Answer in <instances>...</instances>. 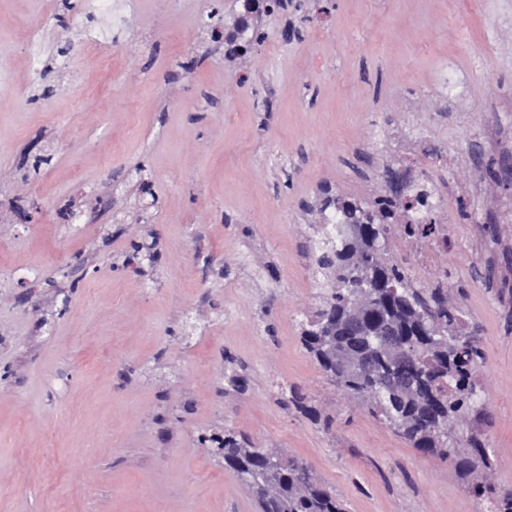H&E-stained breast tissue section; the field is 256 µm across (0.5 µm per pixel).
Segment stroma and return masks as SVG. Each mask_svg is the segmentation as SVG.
<instances>
[{
  "label": "stroma",
  "instance_id": "obj_1",
  "mask_svg": "<svg viewBox=\"0 0 512 512\" xmlns=\"http://www.w3.org/2000/svg\"><path fill=\"white\" fill-rule=\"evenodd\" d=\"M88 2L0 0V512H257L199 442L227 429L345 512H484L300 340L324 190L367 201L426 150L448 248L386 255L481 346L512 492V0H305L234 59L202 26L230 0Z\"/></svg>",
  "mask_w": 512,
  "mask_h": 512
}]
</instances>
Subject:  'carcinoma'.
Listing matches in <instances>:
<instances>
[{"label":"carcinoma","mask_w":512,"mask_h":512,"mask_svg":"<svg viewBox=\"0 0 512 512\" xmlns=\"http://www.w3.org/2000/svg\"><path fill=\"white\" fill-rule=\"evenodd\" d=\"M331 208L345 223H359L367 212L373 216L366 225L363 259L374 281L387 287L375 289L360 302L366 281L356 265V244L342 234L341 225H319L312 253L315 276L323 281L319 304L303 324V347L334 385L383 418L413 447L449 459L464 478L488 467L478 436L448 437L453 424L483 410L475 381L482 351L464 335L459 310L448 306V297L439 288L424 297L398 265L383 260L385 233L396 219L392 205L374 209L340 196L324 198L321 211ZM434 211L430 208L421 221L405 222L404 234L414 239L434 234ZM354 310L363 316L359 336L344 329ZM387 327L397 339L410 342V356L392 359L379 349L376 334ZM368 350L379 365L376 371L347 367L346 360ZM202 441L215 445L224 468L245 483L259 512H344L336 493L316 481L305 462L278 450L254 448L230 430L222 437L204 436ZM473 491L487 498L491 512L504 507L512 512V495L497 494L487 480L473 484Z\"/></svg>","instance_id":"obj_1"}]
</instances>
